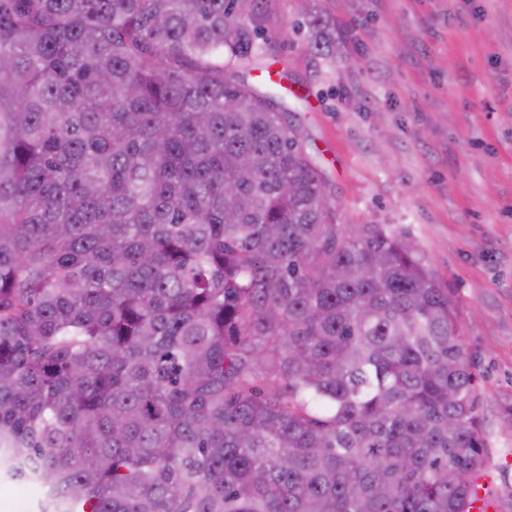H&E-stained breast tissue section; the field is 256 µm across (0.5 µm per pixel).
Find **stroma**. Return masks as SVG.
<instances>
[{
  "mask_svg": "<svg viewBox=\"0 0 512 512\" xmlns=\"http://www.w3.org/2000/svg\"><path fill=\"white\" fill-rule=\"evenodd\" d=\"M336 54L309 49L308 5ZM267 54L346 224L410 238L463 328L485 441L475 488L512 512V0H270Z\"/></svg>",
  "mask_w": 512,
  "mask_h": 512,
  "instance_id": "35a3bbf8",
  "label": "stroma"
}]
</instances>
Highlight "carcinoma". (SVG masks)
Listing matches in <instances>:
<instances>
[{"label": "carcinoma", "instance_id": "cac0c4a2", "mask_svg": "<svg viewBox=\"0 0 512 512\" xmlns=\"http://www.w3.org/2000/svg\"><path fill=\"white\" fill-rule=\"evenodd\" d=\"M264 2L0 0V470L43 512H469L448 290L240 76Z\"/></svg>", "mask_w": 512, "mask_h": 512}]
</instances>
